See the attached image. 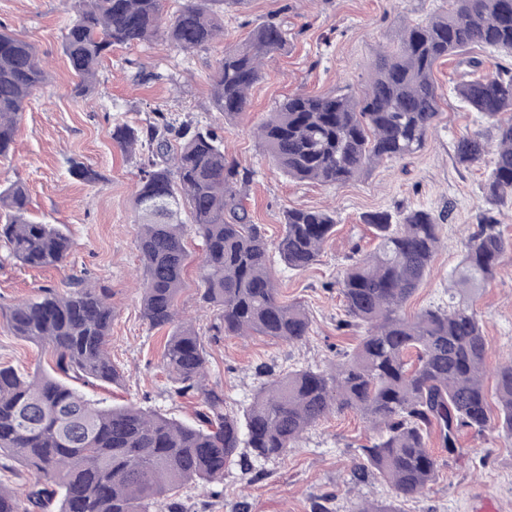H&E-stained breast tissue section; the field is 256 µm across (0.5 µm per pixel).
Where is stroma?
I'll return each mask as SVG.
<instances>
[{"mask_svg": "<svg viewBox=\"0 0 512 512\" xmlns=\"http://www.w3.org/2000/svg\"><path fill=\"white\" fill-rule=\"evenodd\" d=\"M447 7L448 0H218L224 39L191 52L158 40L113 48L84 103L72 97L76 77L62 51L71 0H0V29L33 43L48 63L45 84L20 116L12 152L0 157V184L23 180L33 216L60 225L71 240L67 260L42 270L5 259L0 247V308L34 296L41 287L65 291L75 278L108 288L114 310L109 343L122 377L108 387L85 386L86 395L107 402L133 401L183 420L192 417L195 400L168 395L171 382L162 366L165 332L151 328L141 315L134 211L140 160L120 152L112 141L115 122L141 127L156 110L168 113L177 125L215 129L224 138L225 152L253 170L246 205L269 242L281 236L290 208L327 209L336 217V230L316 264L298 272L281 261L272 263L282 299L302 305L311 319L306 342L297 345L258 335L208 336L214 316L198 302L202 249L194 231H187L190 258L178 308L204 334L209 382L223 388L230 409L245 407L269 372L307 365L325 368L356 345L360 332L342 324L337 281L346 265L375 244L371 228L362 221L366 213L424 207L443 215L432 270L405 313L447 306L450 274L483 207L482 168L464 167L456 159L459 137L486 129L453 92L465 66L454 59L437 66L440 114L422 150L377 165L341 187L289 179L253 134L285 96L360 91L378 54L396 48L404 28ZM269 18L282 23L288 42L265 60L245 113L225 120L211 101L224 44L245 39ZM75 162L93 167L100 180L89 184L72 177ZM475 307L488 346L485 386L491 392L496 368L512 358V252L503 257L496 279L477 295ZM52 361L50 348L14 336L0 318V366L31 374L49 369ZM372 436L354 413L327 417L307 430L287 457L256 462L251 472L234 464L225 470L223 483L185 489L184 512H234L241 503L246 512H312L321 497L328 498L331 512H354L361 503L385 501L388 488L382 480L352 474L360 444ZM460 443L452 455L435 448L437 480L423 496L399 502L400 512H476L486 505L495 512H512V438L489 427L464 433Z\"/></svg>", "mask_w": 512, "mask_h": 512, "instance_id": "1", "label": "stroma"}]
</instances>
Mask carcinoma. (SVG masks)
<instances>
[{"mask_svg":"<svg viewBox=\"0 0 512 512\" xmlns=\"http://www.w3.org/2000/svg\"><path fill=\"white\" fill-rule=\"evenodd\" d=\"M212 2L185 0L165 20L162 0H76L62 42L77 77L74 97L87 99L114 46L161 38L191 51L224 35V13L214 11ZM286 43L281 23L271 19L246 40L224 44L211 89L213 107L224 119L243 114L263 60ZM479 47L512 55V0H448V11L409 27L395 50L379 54L362 93L292 94L258 126L265 152L285 175L345 185L425 146L439 115L434 70L456 57L472 77L457 82L454 92L495 130L497 145L489 152L479 132L456 145L460 164L488 167V208L453 275L458 299L445 309L404 316L439 248V217L423 207L364 215L376 245L339 280L341 326L364 335L330 369L288 370L262 384L241 415L229 410L223 389L208 383L202 336L179 319L177 301L188 260L187 212L202 241L198 300L217 312L212 329L289 345L309 336L310 318L301 305L280 298L270 245L243 204L254 171L225 154L214 130L176 127L165 112L154 111L142 128L115 124L117 147L140 157L135 212L142 317L153 328L169 329L163 353L174 381L169 395L196 399L195 421L136 404L105 407L71 385L120 377L108 346L110 294L79 279L63 293L41 288L8 313L13 334L50 346L55 360L52 371L34 376L0 367V457L31 474L20 489L0 485V512H43L54 503L55 512H184L180 491L186 486L224 481L233 461L249 470L256 460L284 458L310 427L346 411L360 413L377 432L359 448L354 476L376 475L390 491L389 501L354 512H399L396 503L421 495L438 477L431 433L450 455L465 431L482 432L493 420L511 438L512 360L495 371L492 405L483 381L488 350L474 299L512 251L495 215L512 201V68L479 75L483 61L465 57ZM45 81L37 49L1 29V157L9 155L19 117ZM158 195L174 197L173 208L145 211L143 202ZM29 204L22 181L0 186V245L8 258L31 268L62 264L70 255L68 236L55 224L31 220ZM335 227L327 210L290 208L276 252L288 269L306 270Z\"/></svg>","mask_w":512,"mask_h":512,"instance_id":"obj_1","label":"carcinoma"}]
</instances>
